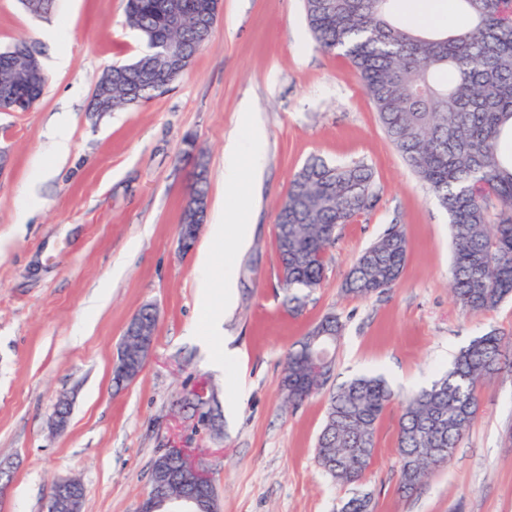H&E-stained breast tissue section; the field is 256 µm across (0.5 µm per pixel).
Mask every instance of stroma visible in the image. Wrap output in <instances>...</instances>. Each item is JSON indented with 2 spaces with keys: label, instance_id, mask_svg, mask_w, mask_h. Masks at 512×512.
<instances>
[{
  "label": "stroma",
  "instance_id": "obj_1",
  "mask_svg": "<svg viewBox=\"0 0 512 512\" xmlns=\"http://www.w3.org/2000/svg\"><path fill=\"white\" fill-rule=\"evenodd\" d=\"M28 40L48 77L38 105L0 112V512H42L52 481L80 479L83 512H138L158 449L192 448L209 472L220 512H336L354 490L374 512H512V373L483 384L480 411L447 465L411 496L400 493V397L429 385L454 355L489 331L512 337V299L464 312L449 292L448 215L386 138L351 62L315 47L302 0H221L209 43L170 90L134 107L89 111L108 66L147 49L125 21L124 0H54L42 15L0 0V49ZM68 58L56 63L58 54ZM250 102L266 131L257 194L224 186V144L243 129ZM70 117L71 153L55 168L49 122ZM209 161L208 205L239 212L251 237L232 258L235 301L220 335L197 340L196 251L178 248L193 153ZM371 167L377 200L343 225L326 253L324 279L302 311H288L275 248V215L294 174L310 158ZM48 168L40 202L23 213L36 167ZM407 239L397 283L368 298L345 295L360 253L391 229ZM112 292L100 314L86 307L103 279ZM157 312L154 350L134 380L112 366L129 320ZM344 325L324 391L297 408L280 390L288 349L326 314ZM237 349L231 371H215L213 346ZM364 374L386 377L396 396L360 487L332 483L315 460L330 392ZM247 393L235 416L226 401ZM199 392L219 430L184 407ZM71 407L55 431L58 398Z\"/></svg>",
  "mask_w": 512,
  "mask_h": 512
}]
</instances>
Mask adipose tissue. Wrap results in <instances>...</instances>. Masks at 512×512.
Returning a JSON list of instances; mask_svg holds the SVG:
<instances>
[{"instance_id":"obj_1","label":"adipose tissue","mask_w":512,"mask_h":512,"mask_svg":"<svg viewBox=\"0 0 512 512\" xmlns=\"http://www.w3.org/2000/svg\"><path fill=\"white\" fill-rule=\"evenodd\" d=\"M240 124L245 134L227 140L224 146V185L237 187L242 181L244 163H258L265 142V129L249 106H242ZM211 247L203 249L197 256L199 267L200 298L203 303H223L231 306L234 301L235 273L232 263H218L214 244L233 239L236 247H244L251 235L245 223H237L226 209H215L209 228Z\"/></svg>"}]
</instances>
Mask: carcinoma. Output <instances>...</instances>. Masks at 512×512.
<instances>
[{
	"instance_id": "1",
	"label": "carcinoma",
	"mask_w": 512,
	"mask_h": 512,
	"mask_svg": "<svg viewBox=\"0 0 512 512\" xmlns=\"http://www.w3.org/2000/svg\"><path fill=\"white\" fill-rule=\"evenodd\" d=\"M181 25L168 21L169 0H126L127 23L147 42L178 47L185 71L213 29L198 13L217 10L193 0ZM394 0H303L314 42L344 55L358 71L379 123L418 179L447 212L452 246L450 292L469 313L512 297V0H451L468 25L447 33L405 26ZM158 67L150 58L106 68L96 84L94 111L111 112L153 97ZM46 75L36 50L15 41L0 54V111L32 109ZM374 176L363 162L308 160L294 175L277 209L275 242L285 304L295 312L323 279L324 256L336 231L373 207ZM407 260L399 229L378 238L357 258L344 283L353 297L392 287ZM342 324L324 316L284 359L281 389L299 406L325 386L313 373L310 347L337 342ZM137 336H126L117 372L138 369ZM512 367V338L487 333L473 339L448 371L401 402L398 422L399 489L412 493L431 470L447 464L476 420L480 387ZM392 401L381 375H362L332 393L316 445V461L332 480L359 484L376 453L378 425ZM173 488V476L154 460L150 485ZM340 512H374L372 495L357 492Z\"/></svg>"
}]
</instances>
